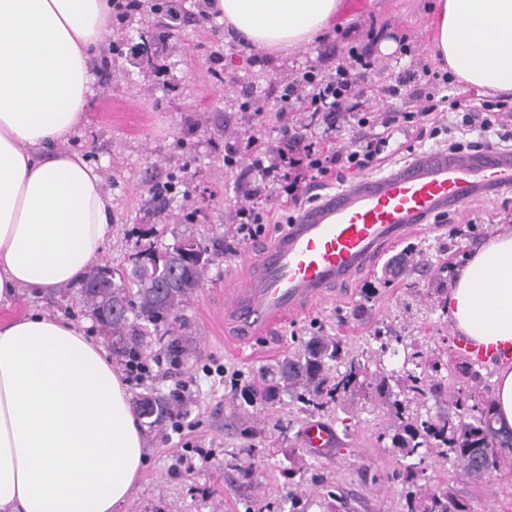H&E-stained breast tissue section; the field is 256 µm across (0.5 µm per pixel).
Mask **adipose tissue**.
I'll use <instances>...</instances> for the list:
<instances>
[{
  "label": "adipose tissue",
  "instance_id": "ef3b65f1",
  "mask_svg": "<svg viewBox=\"0 0 512 512\" xmlns=\"http://www.w3.org/2000/svg\"><path fill=\"white\" fill-rule=\"evenodd\" d=\"M341 0H209L241 44L274 52L332 30ZM112 0H0V306L84 281L112 229L96 167L68 150ZM434 62L512 94V0H436ZM457 331L512 351V232L458 266L446 298ZM121 373L84 326L29 312L0 323V512H118L144 460Z\"/></svg>",
  "mask_w": 512,
  "mask_h": 512
}]
</instances>
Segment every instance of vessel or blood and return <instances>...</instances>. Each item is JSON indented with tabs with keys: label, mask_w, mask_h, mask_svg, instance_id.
Here are the masks:
<instances>
[{
	"label": "vessel or blood",
	"mask_w": 512,
	"mask_h": 512,
	"mask_svg": "<svg viewBox=\"0 0 512 512\" xmlns=\"http://www.w3.org/2000/svg\"><path fill=\"white\" fill-rule=\"evenodd\" d=\"M510 186L512 154L490 145L477 153L427 152L397 171L325 195L297 213L233 288L235 317L245 330L269 329L350 282L429 217L471 201L482 188ZM304 439L323 451L335 432L312 422Z\"/></svg>",
	"instance_id": "obj_1"
}]
</instances>
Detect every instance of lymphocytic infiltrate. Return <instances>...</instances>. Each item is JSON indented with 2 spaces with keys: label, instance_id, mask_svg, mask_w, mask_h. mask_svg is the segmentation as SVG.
Instances as JSON below:
<instances>
[{
  "label": "lymphocytic infiltrate",
  "instance_id": "lymphocytic-infiltrate-1",
  "mask_svg": "<svg viewBox=\"0 0 512 512\" xmlns=\"http://www.w3.org/2000/svg\"><path fill=\"white\" fill-rule=\"evenodd\" d=\"M375 37L370 28L363 38L347 42L333 69L309 66L278 81L283 120L278 152H271L261 123L225 143V169L246 160L255 174L232 217L233 241L257 239L274 222L291 223L297 208L318 200L320 184L342 187L397 157L413 160L427 140L451 154L477 152L491 143L512 153V104L500 99L472 105L457 95L436 96L440 74L426 60L364 89L363 80L380 69L370 48ZM346 126L359 135L349 146L336 147V135ZM275 200L281 207L277 214L270 207Z\"/></svg>",
  "mask_w": 512,
  "mask_h": 512
}]
</instances>
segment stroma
Listing matches in <instances>:
<instances>
[{
    "instance_id": "stroma-1",
    "label": "stroma",
    "mask_w": 512,
    "mask_h": 512,
    "mask_svg": "<svg viewBox=\"0 0 512 512\" xmlns=\"http://www.w3.org/2000/svg\"><path fill=\"white\" fill-rule=\"evenodd\" d=\"M431 2L342 0L338 20L360 31L376 23L383 42L409 34L426 54ZM203 8L202 0H179L177 19L143 9L112 23L104 59L94 72L87 123L71 144L96 166L112 196V238L104 263L130 266L140 247L162 250L182 235L224 242L223 255L209 265L184 306L180 327L162 326L143 339L153 375L130 382L131 395L181 393V427L143 425L147 461L119 512H246L265 505L271 512H288L292 490L307 501V512H405L406 488L392 477L397 458L386 403L364 392L311 415L288 397L274 406L249 400L246 389L315 333L339 337L352 355L369 359L374 329L387 324L422 352L423 365L442 366L426 407L438 410L453 390H471L472 382L459 369L465 356L457 348L458 334L443 311L449 279L416 273L391 279L386 269L411 247L426 263L460 265L475 243L512 229V189L481 195L465 207L470 214H497L498 223L478 225L464 235L448 223L415 232L349 287L334 289L328 300L242 342L225 283L249 274V262L263 243L228 238L234 209L253 176L244 165L225 169L224 143L254 123V114L239 108L240 98L253 88L266 95V136L270 147H277L279 104L271 90L278 77L310 65L333 68L341 43L334 32L327 42L270 57L260 67L226 39L222 23L203 17ZM142 42L151 46L150 60L135 54ZM33 309L88 323L113 363L125 366V355L94 320L79 288L23 294L11 307H0V322ZM176 337L182 352L173 358L168 344ZM313 420L338 436L326 451L311 452L303 441V429ZM180 453L189 467L176 465ZM426 467L431 480L448 481L470 512H512V455L482 480L436 456ZM289 469L290 481L283 477ZM331 485L342 489V500L327 497Z\"/></svg>"
}]
</instances>
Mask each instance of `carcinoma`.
<instances>
[{
	"label": "carcinoma",
	"mask_w": 512,
	"mask_h": 512,
	"mask_svg": "<svg viewBox=\"0 0 512 512\" xmlns=\"http://www.w3.org/2000/svg\"><path fill=\"white\" fill-rule=\"evenodd\" d=\"M221 254L220 243H207L194 236H183L163 251L152 247L135 253L128 270H112L103 288L88 290V282L97 278L95 269L82 284L81 293L93 315L109 303H122L125 311L112 317L105 326L114 336L148 334V325H175L181 321V311L194 291L199 288L207 267ZM374 363L378 374L369 365L349 356L342 341L334 336H313L303 347L283 361L274 376L253 389V396L267 404L281 401L282 394L302 404L301 410L314 414L331 404L353 396L362 388H374L385 399L393 417L391 447L403 461L395 478L418 488L409 495L407 512H466V505L457 499L448 483L441 482L430 490L419 484L425 479L424 463L435 452L462 465L478 479L497 469L503 454L512 451V434L495 427L493 401L489 396L461 391L450 396L448 410L406 412V407L390 389L384 357L396 355L404 337L392 329L378 330L372 336ZM421 353L404 352L402 370L406 377L400 386L419 401L426 396L430 375L422 370ZM343 367L336 380L329 371ZM179 395H143L136 407L142 417L155 426L162 425L173 415Z\"/></svg>",
	"instance_id": "1"
}]
</instances>
